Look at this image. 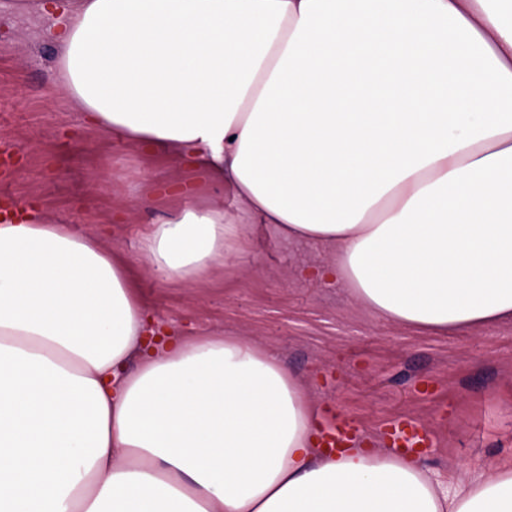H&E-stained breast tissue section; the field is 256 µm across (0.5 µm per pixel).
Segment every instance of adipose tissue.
I'll use <instances>...</instances> for the list:
<instances>
[{"mask_svg": "<svg viewBox=\"0 0 512 512\" xmlns=\"http://www.w3.org/2000/svg\"><path fill=\"white\" fill-rule=\"evenodd\" d=\"M94 129L238 202L141 237L194 286L252 223L424 330L512 318V0H49ZM304 381L238 336L173 334L128 263L38 208L0 224V512H512L413 460L316 450Z\"/></svg>", "mask_w": 512, "mask_h": 512, "instance_id": "obj_1", "label": "adipose tissue"}]
</instances>
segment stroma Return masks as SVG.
<instances>
[{
  "instance_id": "1",
  "label": "stroma",
  "mask_w": 512,
  "mask_h": 512,
  "mask_svg": "<svg viewBox=\"0 0 512 512\" xmlns=\"http://www.w3.org/2000/svg\"><path fill=\"white\" fill-rule=\"evenodd\" d=\"M41 3L0 11V151L12 153L0 202L40 200L46 219L121 252L144 302L175 331L240 336L270 351L308 385L320 420L349 419L366 448L387 453L393 420L422 423L434 444L416 459L446 487L512 460V319L445 333L390 321L341 282L303 275L334 251L287 241L271 224L255 225L195 286L146 275L138 258L149 224L192 202L230 214L236 206L203 182L183 198L192 172L85 124L58 88L54 19Z\"/></svg>"
}]
</instances>
